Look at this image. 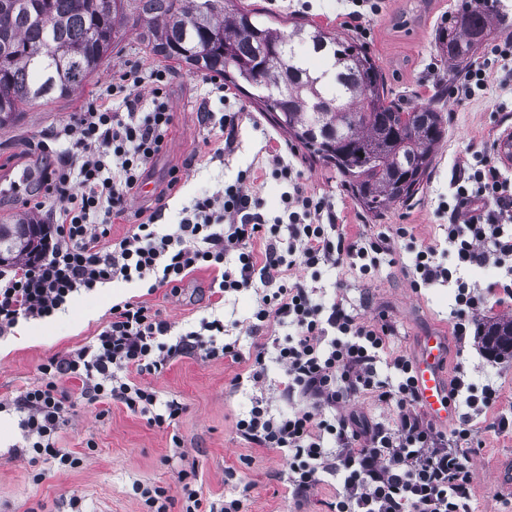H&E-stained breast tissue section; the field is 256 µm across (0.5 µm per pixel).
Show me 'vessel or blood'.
Instances as JSON below:
<instances>
[{"mask_svg": "<svg viewBox=\"0 0 512 512\" xmlns=\"http://www.w3.org/2000/svg\"><path fill=\"white\" fill-rule=\"evenodd\" d=\"M449 340L446 336L431 334L421 337L415 358V376L422 406L440 426L449 427L457 420L449 397V382L443 374L448 360Z\"/></svg>", "mask_w": 512, "mask_h": 512, "instance_id": "obj_1", "label": "vessel or blood"}]
</instances>
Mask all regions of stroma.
Instances as JSON below:
<instances>
[{
	"label": "stroma",
	"instance_id": "1",
	"mask_svg": "<svg viewBox=\"0 0 512 512\" xmlns=\"http://www.w3.org/2000/svg\"><path fill=\"white\" fill-rule=\"evenodd\" d=\"M460 0H383L379 14L366 22L359 40L381 70L389 99L403 108L430 102L440 110L445 137L435 150V165L422 189L407 203L391 205L381 216L366 213L341 185L335 172L296 151L292 161L302 174L310 193L326 198L336 215V227L349 236L373 235L405 225L416 245L442 247L454 186L464 180L471 166L491 159L490 148L498 136L512 129V71L498 70L486 88L463 101H455L452 89L461 72L445 63L435 45V31ZM241 6L279 18L293 16L319 24L342 37H351L336 0H240ZM144 23L129 21L120 46L100 70L68 96L25 110L18 122L0 129V214L30 218L36 212L59 208L47 194L42 174L46 162L35 144L73 113L82 111L113 75L131 65L162 69L169 73L167 98L174 114V126L159 155L137 190L135 214L113 225L112 236L127 235L135 224L155 219L159 224L178 222L202 191H217L234 183L239 174L250 172L263 198L267 223L283 216L281 197L288 186L271 175L268 153L290 146L288 135L275 127L248 94L229 89L220 100L209 77L186 65L164 60L152 52L144 36ZM215 115L239 112L234 144L223 159L212 157L223 146L218 124L199 120L202 106ZM29 169L35 179L25 192L7 194L6 175L11 169ZM180 177L176 191H168L172 177ZM166 193L164 211H156L155 199ZM394 263L382 265L372 278H361L348 266L321 268L308 279L325 300L343 293L347 302L361 313L375 315L385 306L394 318L397 332L389 348L398 354L416 355L419 339L431 333L451 334V311L455 290L434 285L413 292L405 263L403 241H396ZM212 274L195 272L184 281L181 292L159 289L147 294L137 283H114L76 295L54 317L20 322L27 339L0 336V400H12L41 380L39 366L49 357L62 355L91 342L105 326L113 303L133 298L147 303L171 323L172 335L197 328L201 319L213 316L224 321L226 340L237 341L241 350H251L254 338L248 333L249 320L260 298L259 290L225 296L215 302L210 295ZM464 369L467 380L481 386L493 379L500 387L495 407L474 416L470 426L477 445L470 453L475 512H499L501 498L512 499L504 471L512 469V434L494 433L490 424L497 413L512 411V357L487 358L479 341L450 344L446 375ZM242 365L230 360L201 361L192 356L177 358L157 375L149 376L151 386L164 399H177L185 410L174 427L149 425L122 404H87L74 399V381H64L71 392L69 423L59 444L80 460L79 466L62 471L55 464L31 465L17 454L20 441L15 411L0 413V512H146L139 485L167 488L173 497L170 512H180L182 484L180 470L192 467L196 477L191 485L214 503L247 492L248 512H324L313 501L297 506L288 493L287 466L278 453L250 448L235 431L238 416L251 406L250 388L230 386ZM180 444H173V437ZM80 505H73V498Z\"/></svg>",
	"mask_w": 512,
	"mask_h": 512
}]
</instances>
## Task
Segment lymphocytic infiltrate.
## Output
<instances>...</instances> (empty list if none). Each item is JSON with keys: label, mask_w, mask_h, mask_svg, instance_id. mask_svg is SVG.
<instances>
[{"label": "lymphocytic infiltrate", "mask_w": 512, "mask_h": 512, "mask_svg": "<svg viewBox=\"0 0 512 512\" xmlns=\"http://www.w3.org/2000/svg\"><path fill=\"white\" fill-rule=\"evenodd\" d=\"M152 111L140 109V70L122 73L84 111L39 141L54 151L44 181L60 200L47 225L39 253L0 271V335L22 319L51 317L76 293L99 285L137 281L149 291L178 292L200 269L212 271L219 295L261 283L249 331L272 336L251 352L224 339V322L201 321L198 329L172 336L171 324L143 301L112 305L110 318L92 343L40 364V383L12 404L19 415L21 454L53 461L58 469L77 465L60 448L59 434L68 424L69 394L59 380L80 384L88 403L115 400L157 427L174 426L184 407L161 399L147 381L178 357L203 361L224 358L245 364L233 388L251 387L250 409L238 417L237 434L255 447L280 453L288 462V486L296 501L310 499L326 480L338 488L328 512H473V481L468 447L473 444L469 411L492 407L499 389L451 383L450 397L464 408L460 425L444 431L424 417L412 357L387 352L396 328L388 312L363 319L345 299L324 302L304 281H288L298 267L334 268L346 263L367 276L391 260L393 243L409 232L400 226L376 236L348 238L336 230L335 215L324 198L309 193L301 174L279 151H272L273 174L288 182L282 201L287 224H266L261 198L243 182L197 198L173 227L138 224L113 239L115 220L132 208L135 190L172 130L173 114L162 90L167 74L150 73ZM446 230L449 264L435 260L431 247H411L407 266L413 290L434 284L454 285L451 312L457 339L481 334L488 294L512 299V182L486 163L467 184L458 186L449 204ZM262 251H255V242ZM235 266H227V256ZM506 268L503 280L482 292L462 273L488 262ZM285 327L284 339L274 338ZM276 364L284 379L275 396L265 394L268 366ZM370 396L387 408L377 422L348 411V404ZM283 409H274V401Z\"/></svg>", "instance_id": "f902f5d3"}]
</instances>
